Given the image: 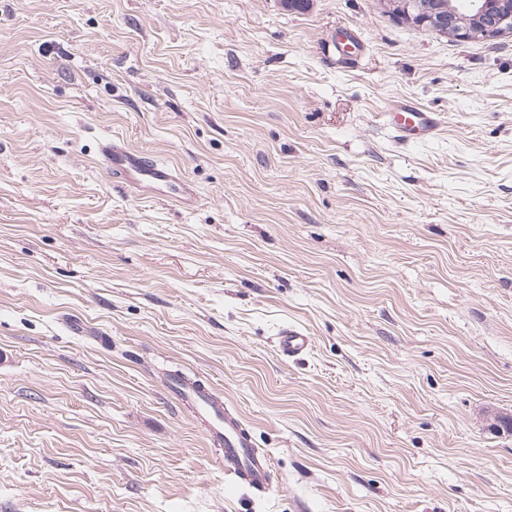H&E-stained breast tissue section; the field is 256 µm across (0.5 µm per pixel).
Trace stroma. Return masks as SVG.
I'll list each match as a JSON object with an SVG mask.
<instances>
[{"instance_id":"35a3bbf8","label":"stroma","mask_w":512,"mask_h":512,"mask_svg":"<svg viewBox=\"0 0 512 512\" xmlns=\"http://www.w3.org/2000/svg\"><path fill=\"white\" fill-rule=\"evenodd\" d=\"M399 98L435 139L394 138ZM105 139L196 201L111 179ZM288 323L313 343L284 359ZM176 371L238 410L269 491L226 488ZM499 416L512 37L378 0H0V512H512Z\"/></svg>"}]
</instances>
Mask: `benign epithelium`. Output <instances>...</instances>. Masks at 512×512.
Segmentation results:
<instances>
[{
    "label": "benign epithelium",
    "mask_w": 512,
    "mask_h": 512,
    "mask_svg": "<svg viewBox=\"0 0 512 512\" xmlns=\"http://www.w3.org/2000/svg\"><path fill=\"white\" fill-rule=\"evenodd\" d=\"M398 21L459 41H494L512 37V0H466L465 7L446 15L425 0H380Z\"/></svg>",
    "instance_id": "1"
}]
</instances>
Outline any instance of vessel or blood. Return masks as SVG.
<instances>
[{
	"mask_svg": "<svg viewBox=\"0 0 512 512\" xmlns=\"http://www.w3.org/2000/svg\"><path fill=\"white\" fill-rule=\"evenodd\" d=\"M388 122L396 136L405 142L428 141L434 138L439 120L435 113L424 110L412 101H396L388 112ZM100 161L111 178L143 190L156 182L168 183L176 201L187 202L189 191L169 168L160 166L151 155L101 143ZM312 339L293 325H284L278 332L276 347L281 355L294 357L307 351ZM168 387L175 397L193 413L207 421V438L213 451L224 461V477L230 485L244 484L262 492L274 479L270 457L255 445L239 414L224 405L205 383L173 374Z\"/></svg>",
	"mask_w": 512,
	"mask_h": 512,
	"instance_id": "b4317fda",
	"label": "vessel or blood"
}]
</instances>
